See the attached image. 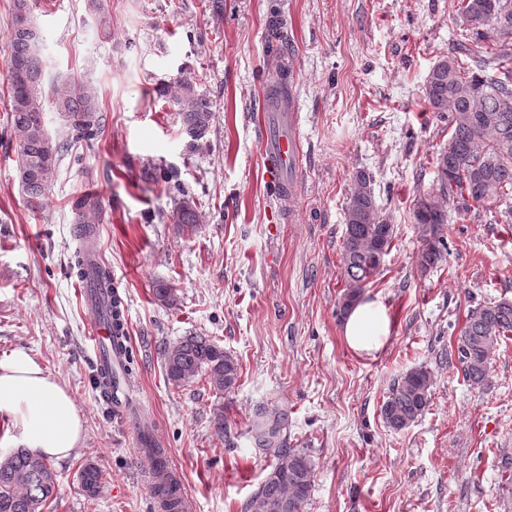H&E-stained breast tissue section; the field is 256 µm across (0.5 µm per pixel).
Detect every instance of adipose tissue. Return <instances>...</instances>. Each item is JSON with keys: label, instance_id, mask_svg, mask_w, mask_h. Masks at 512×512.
<instances>
[{"label": "adipose tissue", "instance_id": "1", "mask_svg": "<svg viewBox=\"0 0 512 512\" xmlns=\"http://www.w3.org/2000/svg\"><path fill=\"white\" fill-rule=\"evenodd\" d=\"M389 318L376 301L361 299L351 310L344 337L359 353L378 351ZM0 419L10 427L1 448H25L50 461L68 459L84 436V419L73 396L29 350L0 354Z\"/></svg>", "mask_w": 512, "mask_h": 512}]
</instances>
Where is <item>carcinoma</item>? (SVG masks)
Masks as SVG:
<instances>
[{"label": "carcinoma", "instance_id": "cac0c4a2", "mask_svg": "<svg viewBox=\"0 0 512 512\" xmlns=\"http://www.w3.org/2000/svg\"><path fill=\"white\" fill-rule=\"evenodd\" d=\"M34 0H13L11 55L7 61L9 140L15 144V163L25 203L33 213L43 208L61 145L45 129L40 86L44 80L41 52L32 48L33 35L18 27L23 16L33 15ZM460 26L469 32L457 41L454 52L440 57L429 70L424 96L431 111L448 119V147L437 157L436 185L414 203L413 218L428 238L417 254V267L425 273L443 261L448 250L440 233L448 223L447 200L463 207L493 202L512 214V0H460ZM55 109L73 136L91 142L100 134V104L96 94L73 79L56 92ZM175 104L182 126L198 142L209 132L213 105L190 77L179 83ZM372 177L362 171L353 179L345 208L342 240L344 279L340 314L358 301L369 279L378 273L391 249L394 225L381 215ZM73 223L87 242L96 239L102 223L101 200L84 194L71 202ZM174 222L189 231L198 224L195 207L182 198ZM80 277L92 274L106 290L103 317L122 333L118 308L121 299L113 291L110 272L101 266L89 271L87 254L76 255ZM512 332V301L481 304L468 311L457 339L464 379L474 388L487 384L489 361L501 337ZM164 368L169 383L179 387L204 374L222 394L234 389L240 378L237 359L213 339L184 336L164 346ZM431 371L414 367L393 383L381 406L387 427L400 431L416 422L431 402ZM288 413L260 406L249 430L255 446L271 454L278 464L265 477L246 505L250 512H305L313 486V463L302 450L288 446ZM78 479L89 497L98 495L103 474L92 462L83 465ZM57 474L47 460L14 448L0 457V512H45L56 498Z\"/></svg>", "mask_w": 512, "mask_h": 512}]
</instances>
